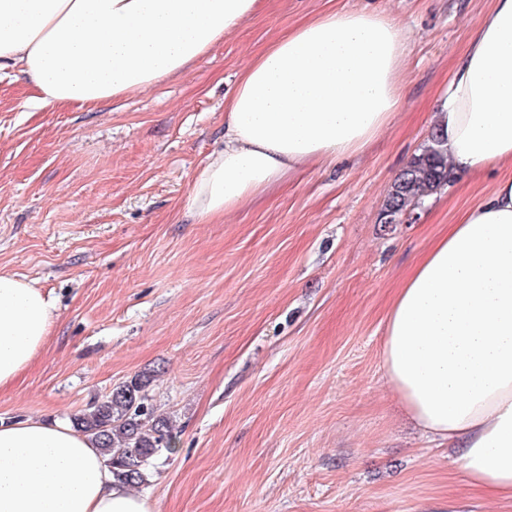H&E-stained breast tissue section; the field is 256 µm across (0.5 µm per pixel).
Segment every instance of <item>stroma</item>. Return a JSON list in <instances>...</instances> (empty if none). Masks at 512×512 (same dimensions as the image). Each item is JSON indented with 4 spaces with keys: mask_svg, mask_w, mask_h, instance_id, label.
Instances as JSON below:
<instances>
[{
    "mask_svg": "<svg viewBox=\"0 0 512 512\" xmlns=\"http://www.w3.org/2000/svg\"><path fill=\"white\" fill-rule=\"evenodd\" d=\"M490 7L264 0L182 74L93 110L36 106L21 75L1 78L0 269L48 293L55 324L0 390V419L68 420L145 373L180 429L139 488L154 512H425L435 500L512 512L397 410L380 361L396 289L495 179L381 221ZM331 9L385 11L404 26L402 110L359 157L301 167L200 223L187 195L224 140V99L247 61Z\"/></svg>",
    "mask_w": 512,
    "mask_h": 512,
    "instance_id": "1",
    "label": "stroma"
}]
</instances>
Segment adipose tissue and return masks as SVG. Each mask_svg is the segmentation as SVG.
Listing matches in <instances>:
<instances>
[{"instance_id": "ef3b65f1", "label": "adipose tissue", "mask_w": 512, "mask_h": 512, "mask_svg": "<svg viewBox=\"0 0 512 512\" xmlns=\"http://www.w3.org/2000/svg\"><path fill=\"white\" fill-rule=\"evenodd\" d=\"M262 0H0V77L44 106L92 109L183 72ZM403 26L329 11L274 40L224 103V147L187 209L223 219L290 171L362 154L403 103ZM433 130L448 179L512 165V0H493L453 66ZM48 293L0 270V389L44 348ZM381 367L402 411L465 481L512 502V179L498 181L419 258L385 318ZM0 512H153L65 421L0 422Z\"/></svg>"}]
</instances>
